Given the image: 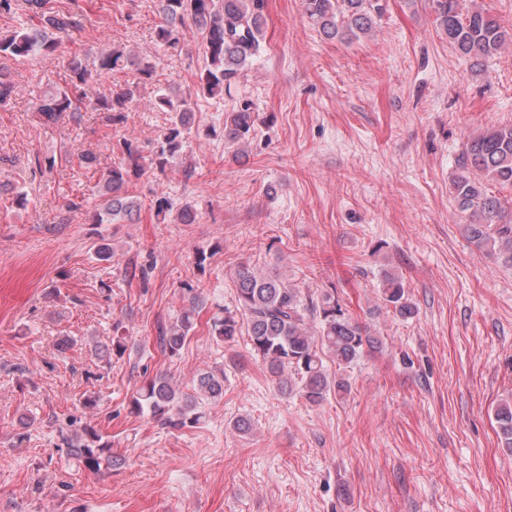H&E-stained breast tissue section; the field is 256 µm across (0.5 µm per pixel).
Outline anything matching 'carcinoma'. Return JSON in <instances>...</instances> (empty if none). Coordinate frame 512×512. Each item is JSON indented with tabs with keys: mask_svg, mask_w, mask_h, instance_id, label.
Masks as SVG:
<instances>
[{
	"mask_svg": "<svg viewBox=\"0 0 512 512\" xmlns=\"http://www.w3.org/2000/svg\"><path fill=\"white\" fill-rule=\"evenodd\" d=\"M26 2L37 14L39 24L0 36V55L49 58L59 47V39L79 27V20L53 10L49 0ZM156 5L162 19L155 30L158 46L179 48L181 30L189 22L203 37L205 64L197 74L195 96H232L243 72L261 51L264 0H156ZM303 7L320 32L342 40L370 31L384 10L383 0H303ZM432 7L450 46L477 71L512 44V30L480 6L465 10L461 0H432ZM119 70L133 71L134 81L120 92L98 98L94 109L108 113L114 123L124 122L138 102L139 85L152 79L156 64L154 58L134 55L120 45L102 50L91 59L72 60L66 87L44 97L37 107L38 114L51 124L75 118L81 111L85 87L94 78ZM15 94L13 75L0 69V108L10 107ZM148 106L169 114L168 127L148 157L142 155L133 139L125 138L117 144L123 161L100 176V203L90 216L94 224L104 223L106 216L116 220L138 213L142 202L128 192L131 179L148 171L163 174L186 153L194 126L192 97H180L176 89L168 88L156 94ZM254 126L252 103L237 104L225 113L224 140L243 143ZM458 168L451 194L456 207L471 218L470 223L462 225L465 239L476 249L495 256L501 266L512 268V206L491 190L496 185L512 187V123L469 136L458 156ZM150 209L162 220L175 211L181 223L196 222V211L189 202L177 205L166 196H158L151 200ZM234 286L235 309L226 308L224 317L212 319L210 334L227 343L247 333L251 355L264 363L284 394L296 391L311 405H320L333 394L340 396L348 392V380L330 377L325 358L347 368L365 350L380 349L379 339L330 293L315 302L279 275L247 266L236 271ZM184 288L192 294L191 305L176 321L158 329L156 346L164 355H177L197 327L202 300L192 284L186 283ZM378 300L398 318L409 319L416 313L405 279L395 272H383ZM196 387L201 395L218 398L224 391V376L200 371ZM130 404L133 412L146 413L173 429L197 425L204 418L200 403L184 395L165 374L145 380ZM494 417L501 447L512 453V400L498 404ZM100 440L92 428L84 429L82 435L63 436L68 457L94 474L118 463L112 448L100 444Z\"/></svg>",
	"mask_w": 512,
	"mask_h": 512,
	"instance_id": "obj_1",
	"label": "carcinoma"
}]
</instances>
